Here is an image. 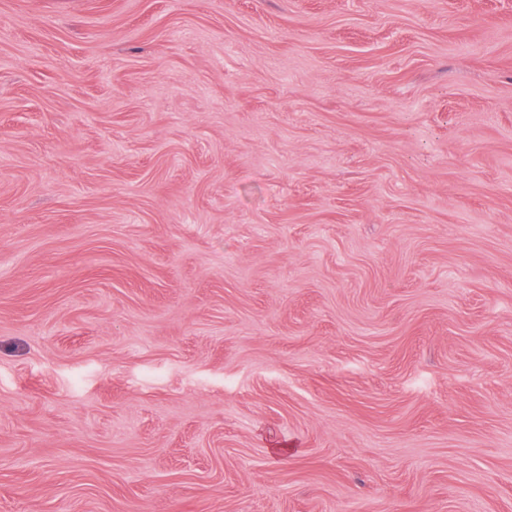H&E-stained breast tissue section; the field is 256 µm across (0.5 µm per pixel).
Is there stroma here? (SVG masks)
<instances>
[{
  "label": "stroma",
  "mask_w": 512,
  "mask_h": 512,
  "mask_svg": "<svg viewBox=\"0 0 512 512\" xmlns=\"http://www.w3.org/2000/svg\"><path fill=\"white\" fill-rule=\"evenodd\" d=\"M0 512H512V0H0Z\"/></svg>",
  "instance_id": "obj_1"
}]
</instances>
